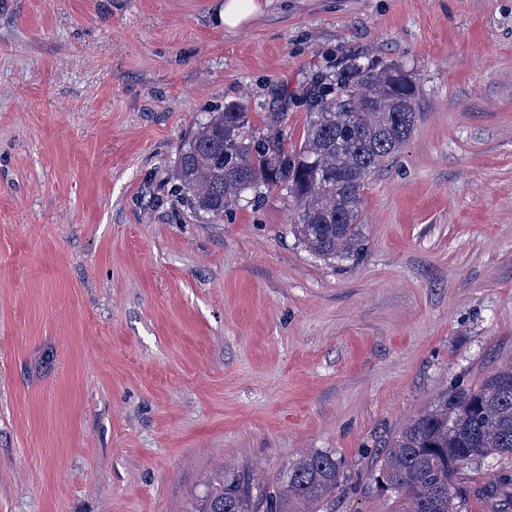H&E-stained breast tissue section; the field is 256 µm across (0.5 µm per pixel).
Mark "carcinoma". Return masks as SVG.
Returning <instances> with one entry per match:
<instances>
[{
  "mask_svg": "<svg viewBox=\"0 0 512 512\" xmlns=\"http://www.w3.org/2000/svg\"><path fill=\"white\" fill-rule=\"evenodd\" d=\"M418 94L400 65H355L314 86L301 142L292 146L284 112L267 113L261 126L240 104L210 112L178 155L180 200L197 216L219 220L245 186L282 185L298 207L300 243L329 263L355 260L366 246V184L414 130ZM490 460L498 474L475 490L466 485L467 472ZM347 470L336 455L316 451L265 487L242 471H224L187 512H336ZM374 482L404 502V512H464L473 491L512 502V364L476 387L442 392L384 446Z\"/></svg>",
  "mask_w": 512,
  "mask_h": 512,
  "instance_id": "1",
  "label": "carcinoma"
}]
</instances>
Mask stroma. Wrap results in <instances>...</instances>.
<instances>
[{
	"label": "stroma",
	"mask_w": 512,
	"mask_h": 512,
	"mask_svg": "<svg viewBox=\"0 0 512 512\" xmlns=\"http://www.w3.org/2000/svg\"><path fill=\"white\" fill-rule=\"evenodd\" d=\"M0 0V512H187L224 468L350 465L512 362V0ZM398 64L419 121L364 194L363 256L294 233L281 187L221 220L175 197L206 113L287 115ZM258 0H224V29L231 31L240 28L255 16L262 9Z\"/></svg>",
	"instance_id": "1"
}]
</instances>
